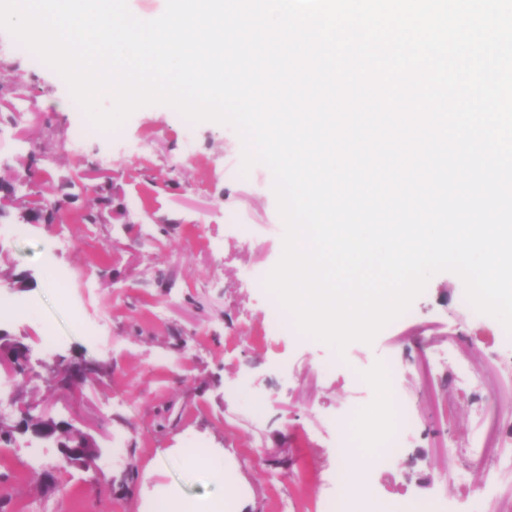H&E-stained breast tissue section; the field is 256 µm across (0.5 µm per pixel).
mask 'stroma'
Returning a JSON list of instances; mask_svg holds the SVG:
<instances>
[{"mask_svg":"<svg viewBox=\"0 0 512 512\" xmlns=\"http://www.w3.org/2000/svg\"><path fill=\"white\" fill-rule=\"evenodd\" d=\"M70 96L28 56L0 70V98L27 102L20 116L0 112V176L63 204L53 224H19L13 210L0 218V302L30 306L0 328L31 350V372L9 391L88 434L96 457L88 470L60 468L55 441L15 434L0 445L6 512H152L166 495L223 501L227 512H322L341 434L392 512L410 500L512 512V468L501 465L512 458V344L498 319L463 305L459 276L434 274L410 316L341 354L296 325L274 330L271 294L253 285L283 251L270 170H243L230 126L204 121L189 133L163 104L71 153L69 134L88 117L76 104L55 109ZM93 165L110 170L99 184L128 221L83 222ZM62 274L63 293L52 286ZM50 324L63 337L51 349L40 340ZM389 361L413 425L373 466L362 449L383 442L364 438L355 410L375 392L359 377ZM75 367L83 379L59 389ZM199 446L232 467L234 500L190 464ZM474 446L488 470L470 466Z\"/></svg>","mask_w":512,"mask_h":512,"instance_id":"obj_1","label":"stroma"}]
</instances>
